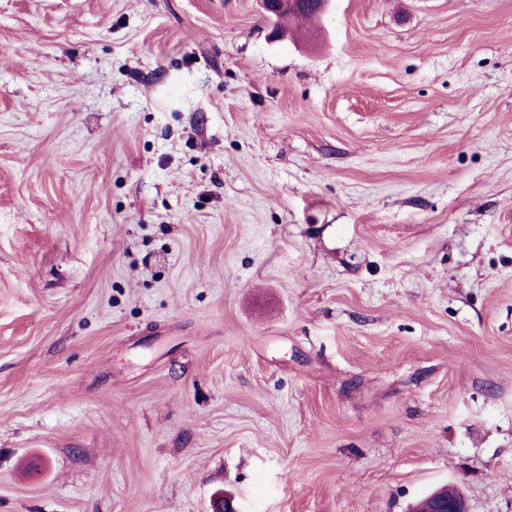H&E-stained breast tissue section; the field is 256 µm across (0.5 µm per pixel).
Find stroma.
Segmentation results:
<instances>
[{
	"label": "stroma",
	"mask_w": 512,
	"mask_h": 512,
	"mask_svg": "<svg viewBox=\"0 0 512 512\" xmlns=\"http://www.w3.org/2000/svg\"><path fill=\"white\" fill-rule=\"evenodd\" d=\"M0 0V512H512V0ZM261 9L272 23V34L277 35L284 28V20L287 16L303 11L309 7L322 10L324 13L328 10L331 0H259ZM319 14L313 9H309L295 14L288 19V26L297 24L302 20H310ZM411 512H467L464 495L455 483L442 485L416 502Z\"/></svg>",
	"instance_id": "1"
}]
</instances>
